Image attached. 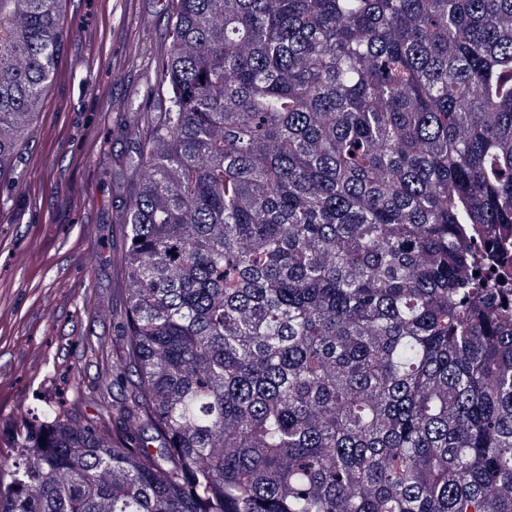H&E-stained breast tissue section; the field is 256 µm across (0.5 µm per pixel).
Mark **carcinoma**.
I'll list each match as a JSON object with an SVG mask.
<instances>
[{"mask_svg":"<svg viewBox=\"0 0 512 512\" xmlns=\"http://www.w3.org/2000/svg\"><path fill=\"white\" fill-rule=\"evenodd\" d=\"M65 2L0 0V170ZM173 2L126 395L22 416L0 512H512V0Z\"/></svg>","mask_w":512,"mask_h":512,"instance_id":"obj_1","label":"carcinoma"}]
</instances>
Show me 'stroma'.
<instances>
[{
	"label": "stroma",
	"instance_id": "obj_1",
	"mask_svg": "<svg viewBox=\"0 0 512 512\" xmlns=\"http://www.w3.org/2000/svg\"><path fill=\"white\" fill-rule=\"evenodd\" d=\"M172 0H70L58 72L0 173V446L39 398L96 418L126 362L125 113L164 109Z\"/></svg>",
	"mask_w": 512,
	"mask_h": 512
}]
</instances>
